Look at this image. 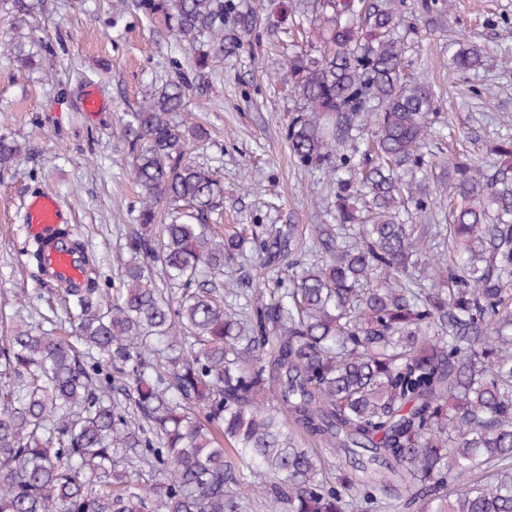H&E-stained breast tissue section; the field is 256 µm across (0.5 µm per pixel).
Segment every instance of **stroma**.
Instances as JSON below:
<instances>
[{
  "instance_id": "35a3bbf8",
  "label": "stroma",
  "mask_w": 512,
  "mask_h": 512,
  "mask_svg": "<svg viewBox=\"0 0 512 512\" xmlns=\"http://www.w3.org/2000/svg\"><path fill=\"white\" fill-rule=\"evenodd\" d=\"M420 3L399 0L398 9L405 19V73L425 81L435 96L422 152L437 173L460 148L486 159L497 141L512 138V65L501 63L504 53L512 54V0H456L436 24ZM469 36L487 56L475 75L448 66L449 43ZM34 37L48 50L55 79L21 74L0 56V135L27 149L0 166V316L12 314L24 293L45 316H62L61 308H48L47 285L25 252L22 203L36 192L70 209L97 286L118 287L125 230L140 201L119 118L179 77L191 83L184 115L207 133L192 156L221 169L224 224L332 223L334 173L301 167L286 138L301 102L281 68L305 38L289 43L280 29L263 24L200 70L193 52L173 49L161 24L111 0H47ZM89 85L107 102L91 116L81 110Z\"/></svg>"
}]
</instances>
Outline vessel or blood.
<instances>
[{"instance_id":"1","label":"vessel or blood","mask_w":512,"mask_h":512,"mask_svg":"<svg viewBox=\"0 0 512 512\" xmlns=\"http://www.w3.org/2000/svg\"><path fill=\"white\" fill-rule=\"evenodd\" d=\"M27 231L44 245L40 274L44 281L82 285L86 267L78 252L62 243L58 230L69 225L70 218L58 200L47 193L31 195L24 203Z\"/></svg>"}]
</instances>
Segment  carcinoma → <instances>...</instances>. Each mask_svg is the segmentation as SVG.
Listing matches in <instances>:
<instances>
[{
  "instance_id": "obj_1",
  "label": "carcinoma",
  "mask_w": 512,
  "mask_h": 512,
  "mask_svg": "<svg viewBox=\"0 0 512 512\" xmlns=\"http://www.w3.org/2000/svg\"><path fill=\"white\" fill-rule=\"evenodd\" d=\"M7 3L19 29L45 11ZM134 8L201 69L224 54L205 35L240 41L259 20L225 0ZM271 17L310 36L283 76L302 102L292 156L336 168V223L309 226L324 259L292 257L291 226L220 232L219 171L185 153L205 137L178 119L188 79L123 113L141 201L120 287L50 289L71 336L31 325L24 295L0 336V512H512V140L493 165L448 159L430 243L401 217L425 209L434 96L404 80L396 0H276ZM44 52L0 47L20 72L50 73ZM448 61L475 73L486 56L467 41ZM21 153L0 135V165ZM241 260L256 274L235 313L224 270Z\"/></svg>"
}]
</instances>
